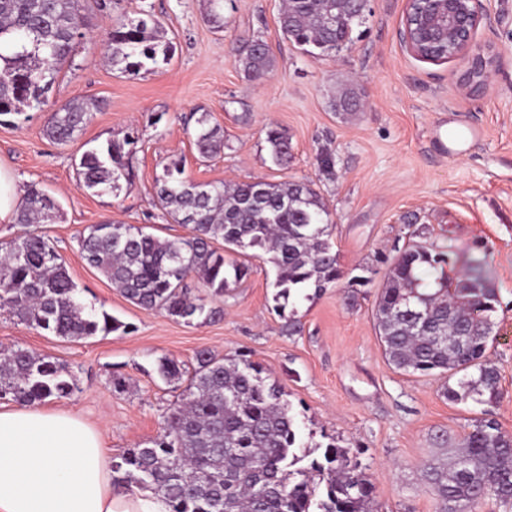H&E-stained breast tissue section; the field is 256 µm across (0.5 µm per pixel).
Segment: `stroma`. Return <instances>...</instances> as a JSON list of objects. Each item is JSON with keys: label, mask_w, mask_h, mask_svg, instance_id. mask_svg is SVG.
<instances>
[{"label": "stroma", "mask_w": 512, "mask_h": 512, "mask_svg": "<svg viewBox=\"0 0 512 512\" xmlns=\"http://www.w3.org/2000/svg\"><path fill=\"white\" fill-rule=\"evenodd\" d=\"M83 0V33L42 110L0 122V168L17 189L34 184L60 204L46 234L65 260L81 300L129 325L128 333L77 341L44 333L0 311V347L47 355L65 366L78 388L49 405L82 418L104 434L116 458L161 432L195 366V354L245 355L279 384L295 416L301 467L333 443L350 451L375 487L373 512H436L423 467L452 457V447L480 419L512 434V0H484L486 18L474 52L493 50L490 84L468 91V61L435 65L403 46L405 0H371L353 25L352 40L335 53L312 57L279 29L282 0H224L223 28L206 20V0ZM159 20L174 44L170 61L124 73L107 60L115 18ZM260 39L276 64L250 77L239 48ZM356 87L359 112L334 111L341 88ZM104 107L73 143L43 134L49 112L81 98ZM208 116L224 132L223 153L202 160L196 120ZM288 136L289 161L274 164L268 128ZM474 127L455 155L444 153L437 128ZM136 136L132 186L119 195L87 191L76 174L81 154L107 140ZM329 156L323 167L321 156ZM182 160L194 182L308 180L334 221L332 243L343 280L295 304L302 330L289 334L274 299V270L248 259L247 276L231 285L213 321L184 324L127 301L81 257L79 238L106 221L150 226L161 238L183 226L155 205V180L170 160ZM418 242L448 251L450 276L480 271L498 296L496 336L489 358L500 372L496 401L451 403L440 375L397 372L377 336L373 310L386 280L385 255L394 244ZM372 269L368 285L352 277ZM184 376L163 379L162 358ZM126 382L112 387L113 377Z\"/></svg>", "instance_id": "35a3bbf8"}]
</instances>
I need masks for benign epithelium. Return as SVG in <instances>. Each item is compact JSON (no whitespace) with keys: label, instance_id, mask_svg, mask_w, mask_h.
I'll use <instances>...</instances> for the list:
<instances>
[{"label":"benign epithelium","instance_id":"7a95c632","mask_svg":"<svg viewBox=\"0 0 512 512\" xmlns=\"http://www.w3.org/2000/svg\"><path fill=\"white\" fill-rule=\"evenodd\" d=\"M414 3L419 4L418 14L421 15L423 23L431 26L448 43V52L439 57L423 53L409 23L406 22L400 37L407 51L422 62L436 65L467 58L469 68H478L481 74L476 82L465 78L466 84L472 90L485 88L491 78L494 55L489 53L470 56L475 33L483 20L482 0H406L404 18H409Z\"/></svg>","mask_w":512,"mask_h":512}]
</instances>
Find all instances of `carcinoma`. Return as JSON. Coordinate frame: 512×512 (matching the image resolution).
I'll use <instances>...</instances> for the list:
<instances>
[{"label": "carcinoma", "instance_id": "obj_1", "mask_svg": "<svg viewBox=\"0 0 512 512\" xmlns=\"http://www.w3.org/2000/svg\"><path fill=\"white\" fill-rule=\"evenodd\" d=\"M80 0H0V116L38 109L81 37ZM354 12L351 0H286L278 22L298 46L324 55L351 39L352 27L337 19ZM109 61L137 71L170 59L174 46L153 20H119L108 37ZM248 75L271 71L269 46L254 40L240 49ZM87 98L52 111L44 136L52 143L74 141L100 110ZM272 160L290 154L281 131H266ZM135 140H109L85 151L77 176L96 194H117L131 181L129 156ZM195 145L200 157L224 150V133L197 120ZM156 202L189 233L161 239L129 224H95L80 240L86 263L102 273L129 302L145 310L192 323L212 320L220 311L192 294L190 276L201 280L213 298L224 297L230 281L248 267L214 247L230 252L257 249L275 272L278 307L286 309L298 290L321 293L343 273L331 243L334 221L320 193L304 180L238 184L199 183L183 177L172 160L156 179ZM59 217V204L45 190L29 185L15 223L29 227L0 243V308L27 324L67 339L126 333L129 326L79 298L64 261L40 224ZM449 254L407 242L388 266L375 304V329L388 362L406 374L438 372L459 376L444 387L453 403L497 397L500 374L486 359L494 341L497 295L479 275L453 278ZM434 276L423 288L421 274ZM185 397L164 420L163 433L148 445L112 460V481L149 488L165 512H370L373 485L355 472L346 448L329 444L307 468L297 469V426L281 386L267 382L262 369L238 355L196 353ZM159 374L180 379L182 369L163 358ZM73 375L48 356L26 349H0V399L34 404L73 393ZM426 485L437 512H473L486 497L512 503V435L494 420H482L464 435L451 463L433 462Z\"/></svg>", "mask_w": 512, "mask_h": 512}]
</instances>
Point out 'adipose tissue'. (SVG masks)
Segmentation results:
<instances>
[{"label": "adipose tissue", "mask_w": 512, "mask_h": 512, "mask_svg": "<svg viewBox=\"0 0 512 512\" xmlns=\"http://www.w3.org/2000/svg\"><path fill=\"white\" fill-rule=\"evenodd\" d=\"M0 512H164L117 492L101 433L61 410L0 406Z\"/></svg>", "instance_id": "obj_1"}]
</instances>
